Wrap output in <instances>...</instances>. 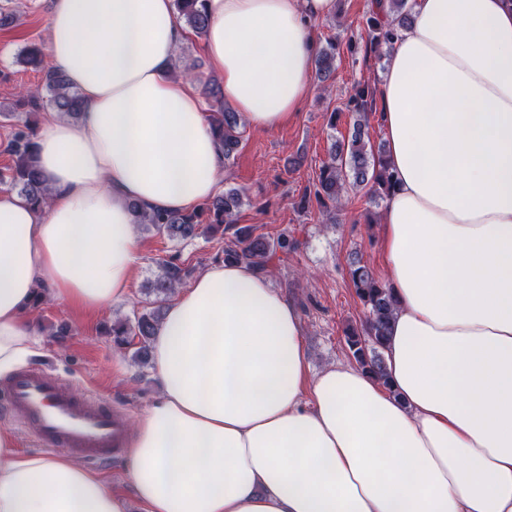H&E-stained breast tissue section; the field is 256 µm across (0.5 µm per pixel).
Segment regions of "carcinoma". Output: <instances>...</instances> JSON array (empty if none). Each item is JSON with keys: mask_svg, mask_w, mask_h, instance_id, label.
I'll return each instance as SVG.
<instances>
[{"mask_svg": "<svg viewBox=\"0 0 512 512\" xmlns=\"http://www.w3.org/2000/svg\"><path fill=\"white\" fill-rule=\"evenodd\" d=\"M177 10L187 24L198 34L204 32L208 18L202 0H176ZM410 12L407 0H387L373 6L366 19L365 44L372 48L389 46L396 37V28L407 25ZM29 61L43 72V88L48 101L61 115L75 119L81 117L85 105L79 93L72 89L65 76L57 68L43 63V52L38 47L26 49ZM336 44L332 41L318 50L315 58V74L320 83L329 80L335 70ZM365 92L353 89L347 101V108L365 119L368 116ZM211 129L220 155L228 160L240 142L242 118L239 113L224 106L209 115ZM11 163L0 171V185L16 191L38 208L46 207L50 191L45 184L36 160L35 141L28 123L16 125L9 145ZM395 181L392 171L385 162L383 152L371 153L363 139L362 124H356L348 141L332 140L328 159L325 160L312 188L304 196V201L316 200L319 210L327 212L329 222L336 223V209L342 198L357 190L379 198H386L393 190ZM243 203L240 192L229 189L217 195L203 206L187 213L148 212L133 205L137 223L149 232L172 240L186 241L200 233V225L206 231L215 233L224 225L234 224V215ZM295 243L288 235L271 238L264 234H254L251 227L236 229L234 237L224 247V261L244 263L262 273L276 251L286 252ZM191 270L177 265L173 260L162 261V274L153 282L157 296L172 293ZM349 278L354 292L366 309L361 325L346 331L345 344L358 367L387 382L385 344L390 332L393 311L396 303L392 289L381 283L371 269L359 260L349 265ZM158 306H145L143 311L134 314V321L118 320L112 324V341L117 346L130 344L129 336L139 338V347L134 358L144 362L148 358L152 336L161 319Z\"/></svg>", "mask_w": 512, "mask_h": 512, "instance_id": "1", "label": "carcinoma"}]
</instances>
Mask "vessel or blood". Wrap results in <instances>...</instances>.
<instances>
[{
	"mask_svg": "<svg viewBox=\"0 0 512 512\" xmlns=\"http://www.w3.org/2000/svg\"><path fill=\"white\" fill-rule=\"evenodd\" d=\"M0 408L43 448H67L95 465L110 463L126 445L127 434L109 408L76 395L38 366L0 382Z\"/></svg>",
	"mask_w": 512,
	"mask_h": 512,
	"instance_id": "1",
	"label": "vessel or blood"
}]
</instances>
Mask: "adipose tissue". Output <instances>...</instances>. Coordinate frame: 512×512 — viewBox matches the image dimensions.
<instances>
[{
    "mask_svg": "<svg viewBox=\"0 0 512 512\" xmlns=\"http://www.w3.org/2000/svg\"><path fill=\"white\" fill-rule=\"evenodd\" d=\"M408 7L380 83L388 383L343 362L310 373L294 302L246 265H209L151 339L160 389L128 464L143 512H512V0ZM336 11L206 0L203 52L250 126L301 107L314 25ZM186 37L175 0H54L49 58L86 109L37 137L47 207L0 192V375L37 353L38 290L90 311L127 298L133 205L189 212L217 193L204 103L173 73ZM0 512L127 506L1 429Z\"/></svg>",
    "mask_w": 512,
    "mask_h": 512,
    "instance_id": "1",
    "label": "adipose tissue"
}]
</instances>
